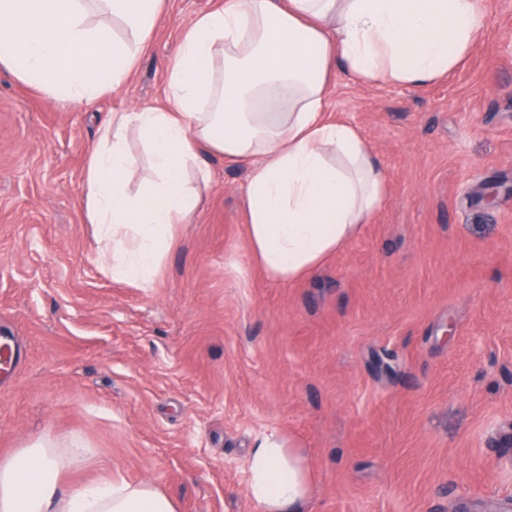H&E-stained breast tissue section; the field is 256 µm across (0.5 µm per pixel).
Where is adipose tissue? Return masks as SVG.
Instances as JSON below:
<instances>
[{
  "mask_svg": "<svg viewBox=\"0 0 512 512\" xmlns=\"http://www.w3.org/2000/svg\"><path fill=\"white\" fill-rule=\"evenodd\" d=\"M166 0H0V69L43 96L82 105L137 68ZM120 23L121 35L92 16ZM487 0H226L184 30L165 104L111 113L82 189L98 257L113 279L151 287L180 224L212 180L207 153L251 163L247 246L271 276L314 272L385 199L386 178L356 127L328 122L330 81L424 87L477 48ZM150 176L134 182L131 140ZM94 454L79 434L40 437L0 456V512H178L150 482L65 474ZM247 495L261 512H306V450L270 430L253 441Z\"/></svg>",
  "mask_w": 512,
  "mask_h": 512,
  "instance_id": "ef3b65f1",
  "label": "adipose tissue"
}]
</instances>
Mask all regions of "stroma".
<instances>
[{
    "mask_svg": "<svg viewBox=\"0 0 512 512\" xmlns=\"http://www.w3.org/2000/svg\"><path fill=\"white\" fill-rule=\"evenodd\" d=\"M224 0H169L138 68L74 106L0 71V455L79 433L102 473L179 512H259L256 436L297 438L306 512H512V0L478 49L423 89L331 83L386 174L359 236L313 274L269 277L246 243L250 166L213 182L152 287L102 272L82 211L108 113L159 100L182 31ZM454 335L444 339L446 325Z\"/></svg>",
    "mask_w": 512,
    "mask_h": 512,
    "instance_id": "1",
    "label": "stroma"
}]
</instances>
